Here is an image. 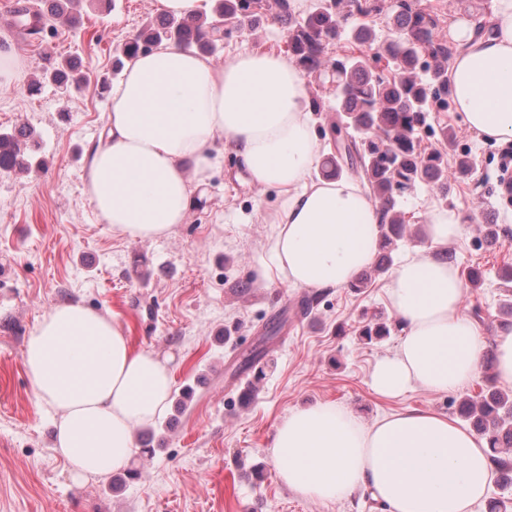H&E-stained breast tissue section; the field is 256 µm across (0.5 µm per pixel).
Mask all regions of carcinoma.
Masks as SVG:
<instances>
[{
    "label": "carcinoma",
    "instance_id": "obj_1",
    "mask_svg": "<svg viewBox=\"0 0 512 512\" xmlns=\"http://www.w3.org/2000/svg\"><path fill=\"white\" fill-rule=\"evenodd\" d=\"M265 0H217L219 19L210 22L159 18L150 28L125 43L123 59H130L152 46L168 41L203 53H212L219 41L218 21L241 29L259 23L269 13ZM272 17L288 31V54L310 77L336 83V116L330 126L336 151L321 165L325 179H336L346 169L359 170L382 210V253L374 271L383 273L390 253L408 237V225L399 208V194L425 184L448 198V159L438 152L424 153L420 132L427 123L432 103L449 104L448 61L458 46L438 31V17L416 7L413 0H322L306 15L291 10L288 0H275ZM78 0H49L47 11L33 13V23L18 24L30 37L43 32L50 17L71 27ZM384 15L395 35L379 39L369 20ZM352 19L359 23L348 26ZM350 39L362 46L354 52L329 54V46ZM386 63L388 74L378 70ZM42 80L32 84L41 91L50 81L65 88L79 82L71 64L52 69L41 67ZM31 129L22 124L0 134V170L25 168L23 145ZM460 416L479 433L488 436L493 462L500 475L512 476V461L499 457L512 451V396L489 388L480 399H464Z\"/></svg>",
    "mask_w": 512,
    "mask_h": 512
}]
</instances>
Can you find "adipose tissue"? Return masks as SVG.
<instances>
[{"label": "adipose tissue", "instance_id": "obj_1", "mask_svg": "<svg viewBox=\"0 0 512 512\" xmlns=\"http://www.w3.org/2000/svg\"><path fill=\"white\" fill-rule=\"evenodd\" d=\"M493 31L463 38L449 72L455 109L480 137L512 142V0H490ZM251 183L273 189L272 266L295 288L348 286L374 262L379 201L355 178L318 174V140L304 73L286 56L245 48L215 63L161 42L112 85L104 139L88 153L86 194L115 233L154 239L185 223L193 194L225 150ZM461 231L432 210L428 246L394 269L387 296L403 335L370 374L375 394H445L481 372L485 341L463 312L464 281L437 252ZM23 365L38 403L59 416L56 452L75 477L126 469L135 432L165 409L167 362L104 315L58 305L36 322ZM280 481L320 503L367 486L390 512H472L491 483L487 438L447 415L405 409L366 423L321 402L289 411L270 441Z\"/></svg>", "mask_w": 512, "mask_h": 512}]
</instances>
